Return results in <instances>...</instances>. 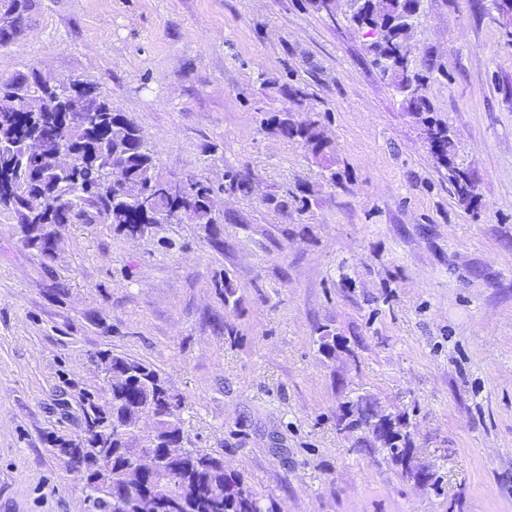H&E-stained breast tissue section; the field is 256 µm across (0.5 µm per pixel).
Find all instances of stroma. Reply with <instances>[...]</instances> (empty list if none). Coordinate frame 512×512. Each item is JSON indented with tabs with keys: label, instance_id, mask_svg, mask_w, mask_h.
<instances>
[{
	"label": "stroma",
	"instance_id": "stroma-1",
	"mask_svg": "<svg viewBox=\"0 0 512 512\" xmlns=\"http://www.w3.org/2000/svg\"><path fill=\"white\" fill-rule=\"evenodd\" d=\"M412 42L455 161L478 176L473 204L346 9L35 0L0 78L96 85L159 175L211 181L224 222L213 242L196 224L146 238L68 224L47 262L0 216V512H87L53 443L81 436L87 395L103 399L91 358L106 349L160 370L185 447L223 457L267 512H512V39L471 0H423ZM288 106L318 115L332 169L266 126ZM230 170L251 193L225 191ZM361 399L408 423L427 482L337 429Z\"/></svg>",
	"mask_w": 512,
	"mask_h": 512
}]
</instances>
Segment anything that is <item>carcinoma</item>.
I'll list each match as a JSON object with an SVG mask.
<instances>
[{
    "label": "carcinoma",
    "instance_id": "carcinoma-1",
    "mask_svg": "<svg viewBox=\"0 0 512 512\" xmlns=\"http://www.w3.org/2000/svg\"><path fill=\"white\" fill-rule=\"evenodd\" d=\"M11 2L17 12L9 25L18 35L31 0ZM416 6V0H364L350 20L373 36L368 47L372 64L404 94V107L419 126L434 130L438 140L433 154L446 169L454 195L469 203L476 179L460 174L450 129L430 116L426 76L409 68L402 54L407 37L402 19H418L410 15ZM32 97L50 102L33 120L25 111V100ZM266 123L280 138L306 146L323 168L333 164L335 148L325 139L319 118L298 120L284 108ZM32 136L41 139L47 154L38 164L9 147ZM62 145L77 155V163L64 174L48 158ZM140 193L152 199L153 216L142 213ZM213 196V187L196 175L186 176L181 194L170 193L141 129L125 113L113 110L95 85L70 77L48 87L29 81L22 72L10 85L0 86V214L20 224L26 247L43 256L54 257L53 240L65 224H112L131 237L151 235L161 224H201L212 235L224 223V214L212 206ZM94 361L111 366L121 380L112 384L110 402L85 398L80 440H61L58 447L71 466L86 472L97 512H138V503L145 499L153 501L154 512H264L260 498L220 456L188 448L181 456L168 457L170 446L185 439L178 415L181 399L152 364L108 350L96 353ZM372 413L369 407L342 413L338 425L352 432L365 430ZM146 421L154 430L151 452L163 460L162 469L150 473L133 466L140 448L136 430ZM411 447L409 435L399 432L384 451L402 464Z\"/></svg>",
    "mask_w": 512,
    "mask_h": 512
}]
</instances>
